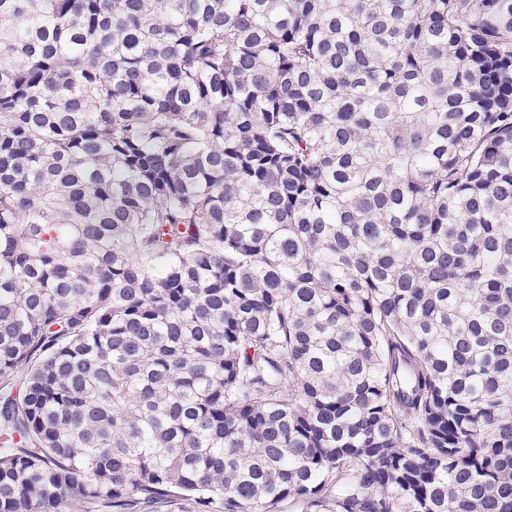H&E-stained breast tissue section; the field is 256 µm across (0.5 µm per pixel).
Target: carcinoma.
Masks as SVG:
<instances>
[{
    "label": "carcinoma",
    "mask_w": 512,
    "mask_h": 512,
    "mask_svg": "<svg viewBox=\"0 0 512 512\" xmlns=\"http://www.w3.org/2000/svg\"><path fill=\"white\" fill-rule=\"evenodd\" d=\"M0 388V512H512V0H0Z\"/></svg>",
    "instance_id": "obj_1"
}]
</instances>
